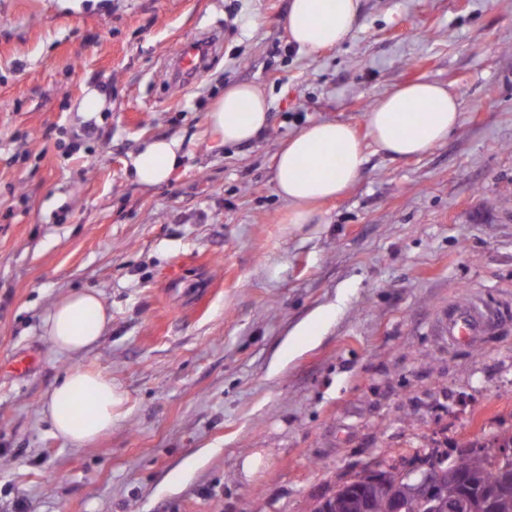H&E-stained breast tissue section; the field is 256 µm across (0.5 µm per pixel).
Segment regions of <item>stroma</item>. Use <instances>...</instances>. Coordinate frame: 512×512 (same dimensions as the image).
I'll return each instance as SVG.
<instances>
[{
	"mask_svg": "<svg viewBox=\"0 0 512 512\" xmlns=\"http://www.w3.org/2000/svg\"><path fill=\"white\" fill-rule=\"evenodd\" d=\"M288 2L0 0V512H312L375 463L512 434V314L471 343L444 331L455 305L512 306V0H360L314 56ZM210 28L221 47L172 86L171 56ZM421 79L461 97L460 122L390 155L364 116ZM235 82L269 124L217 148L206 114ZM90 90L111 111H75ZM322 120L365 160L297 227L272 158ZM159 137L184 159L145 188L126 164ZM78 289L112 320L70 357L41 325ZM73 368L126 394L88 447L41 413Z\"/></svg>",
	"mask_w": 512,
	"mask_h": 512,
	"instance_id": "35a3bbf8",
	"label": "stroma"
}]
</instances>
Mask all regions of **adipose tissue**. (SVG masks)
I'll return each instance as SVG.
<instances>
[{
	"mask_svg": "<svg viewBox=\"0 0 512 512\" xmlns=\"http://www.w3.org/2000/svg\"><path fill=\"white\" fill-rule=\"evenodd\" d=\"M360 0H290L283 26L300 51L315 55L340 45L357 19ZM270 104L255 85L234 83L207 113L208 132L220 146L255 139L268 125ZM462 102L438 82L420 80L393 90L365 115L373 142L398 157L419 156L447 139L459 123ZM176 138L147 141L130 157V175L143 186L169 180L181 165ZM364 162L354 128L324 120L297 131L274 155L273 181L287 202L289 221L310 223L318 206L353 185ZM111 315L99 294L77 290L61 296L42 320L43 336L60 353L79 355L103 336ZM125 395L101 372L68 370L42 400L55 436L82 447L112 429Z\"/></svg>",
	"mask_w": 512,
	"mask_h": 512,
	"instance_id": "1",
	"label": "adipose tissue"
}]
</instances>
